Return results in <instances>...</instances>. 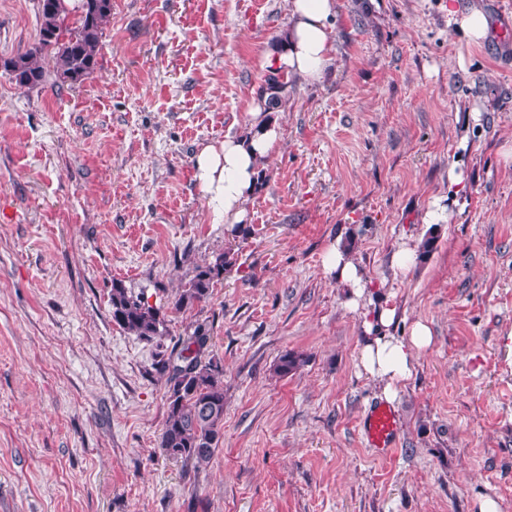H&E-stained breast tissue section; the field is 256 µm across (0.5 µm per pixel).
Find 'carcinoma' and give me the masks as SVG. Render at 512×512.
<instances>
[{"mask_svg": "<svg viewBox=\"0 0 512 512\" xmlns=\"http://www.w3.org/2000/svg\"><path fill=\"white\" fill-rule=\"evenodd\" d=\"M40 26L36 40L28 49L4 60L0 68L21 86L43 85L49 73L75 84L93 72L98 64V48L103 26L112 14V0H37ZM294 80L288 75L271 74L261 93L268 96L271 108L283 103ZM232 259L221 253L211 262L196 267L172 302L170 311L191 313L205 305L215 282L219 281ZM112 322L124 332L151 341L166 331L167 311L149 304L115 279L109 295ZM210 329L199 323L182 340L178 350L161 355L156 366L165 377L166 418L159 437V448L169 459L182 461L196 469L207 467L224 439V366L207 356ZM305 363L304 355L287 351L280 356L275 371L286 376Z\"/></svg>", "mask_w": 512, "mask_h": 512, "instance_id": "1", "label": "carcinoma"}]
</instances>
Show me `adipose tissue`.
I'll use <instances>...</instances> for the list:
<instances>
[{
	"instance_id": "ef3b65f1",
	"label": "adipose tissue",
	"mask_w": 512,
	"mask_h": 512,
	"mask_svg": "<svg viewBox=\"0 0 512 512\" xmlns=\"http://www.w3.org/2000/svg\"><path fill=\"white\" fill-rule=\"evenodd\" d=\"M336 13V0H289L288 29L279 46L267 52L262 68L282 70L313 84L332 61L329 24ZM280 126L267 101L253 99L240 134L202 144L195 155L194 177L206 200L212 223L233 231L247 223L246 202L254 193L260 164L279 147ZM327 271L347 291L349 300L364 294L367 282L353 261L345 241H337L327 257ZM396 310L388 303L377 305L362 322L364 343L359 366L369 377L383 382L386 400H394L396 387L412 375L419 353L432 341L430 329L415 324L410 339L392 336Z\"/></svg>"
}]
</instances>
